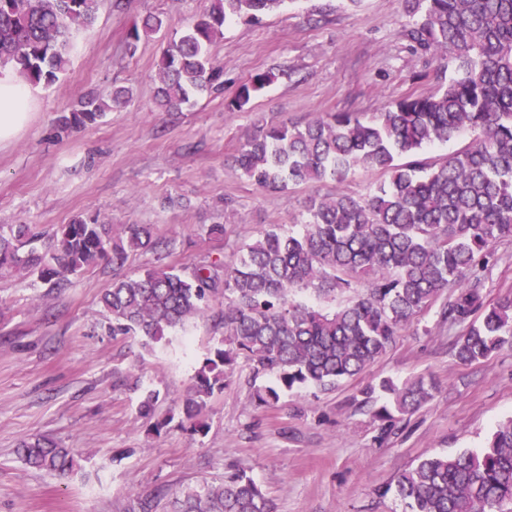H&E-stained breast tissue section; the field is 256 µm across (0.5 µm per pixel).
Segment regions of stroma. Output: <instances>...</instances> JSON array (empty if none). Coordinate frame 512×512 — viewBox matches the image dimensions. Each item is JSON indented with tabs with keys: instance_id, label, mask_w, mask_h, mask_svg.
I'll return each mask as SVG.
<instances>
[{
	"instance_id": "35a3bbf8",
	"label": "stroma",
	"mask_w": 512,
	"mask_h": 512,
	"mask_svg": "<svg viewBox=\"0 0 512 512\" xmlns=\"http://www.w3.org/2000/svg\"><path fill=\"white\" fill-rule=\"evenodd\" d=\"M207 0H103L93 27L79 31L59 80L38 87L27 126L0 145V224H32L44 235L79 214L113 224H150L172 241L168 264L230 256L269 224L303 229V202L334 184L258 189L233 164L262 125L307 122L333 112L367 116L446 81L439 62L414 51L402 0H285L260 22L233 21L210 47L224 65L222 91L179 112L154 98L162 51ZM164 28L127 50L132 22L146 13ZM275 80L242 110L228 105L258 72ZM129 90L122 109L63 132L57 120L77 95ZM222 218L223 238L205 225ZM154 252L129 256L120 273L154 266ZM92 267L59 290L34 278L0 279V512H122L128 497L223 479L243 469L276 512H403L386 489L422 458L483 448L512 416V348L460 363L455 330L428 312L401 331L364 374L331 392L281 393L272 407L251 398L252 371L240 364L208 401L205 434L174 423L202 360L219 346L223 301L146 349L112 336L99 304L116 273ZM488 299L512 296V243L497 247L485 276ZM423 376L435 397L385 428L352 398L367 384ZM157 391L153 421L138 411ZM43 434L73 450L78 468L60 477L23 464L21 439Z\"/></svg>"
}]
</instances>
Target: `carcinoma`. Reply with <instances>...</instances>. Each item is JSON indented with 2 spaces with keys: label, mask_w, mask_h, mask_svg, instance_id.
Listing matches in <instances>:
<instances>
[{
  "label": "carcinoma",
  "mask_w": 512,
  "mask_h": 512,
  "mask_svg": "<svg viewBox=\"0 0 512 512\" xmlns=\"http://www.w3.org/2000/svg\"><path fill=\"white\" fill-rule=\"evenodd\" d=\"M207 10L170 40L160 59L155 100L179 111L194 93L224 87V64L208 55L231 20L257 22L283 0H208ZM413 48L453 67L436 92L410 95L369 120L336 112L305 123H282L246 136L235 155L257 187L332 182L331 194L305 202L299 234L260 231L229 259L182 267L160 263L113 279L100 296L114 336H140L144 347L204 316L224 299L222 347L206 357L182 406L179 427L205 432L200 415L215 392L231 381L238 360L252 364L260 406L300 387L336 388L381 358L395 336L444 297L440 321L460 327L457 360L472 364L512 347V297L490 302L481 288L496 247L512 240V0H403ZM100 0H0V72L11 70L32 86L48 87L69 62L74 34L92 27ZM164 20L146 14L133 21L127 48ZM258 72L231 102L248 105L273 82ZM114 88L78 98L59 118L65 131L96 123L112 106L129 102ZM469 132L471 141L436 162L426 149ZM380 171L388 181L366 197L341 188L358 171ZM32 224H0V277H35L62 288L91 267H121L129 254L163 252L170 242L150 224L113 225L78 215L62 224L44 247ZM364 282V291L330 311L315 299ZM423 377L398 385L383 379L353 396L391 426L434 397ZM18 454L32 468L66 476L78 466L56 440L34 435ZM396 496L410 512H512V417L500 421L479 453H439L399 475ZM275 512L245 472L231 469L217 484L137 494L123 512Z\"/></svg>",
  "instance_id": "carcinoma-1"
}]
</instances>
